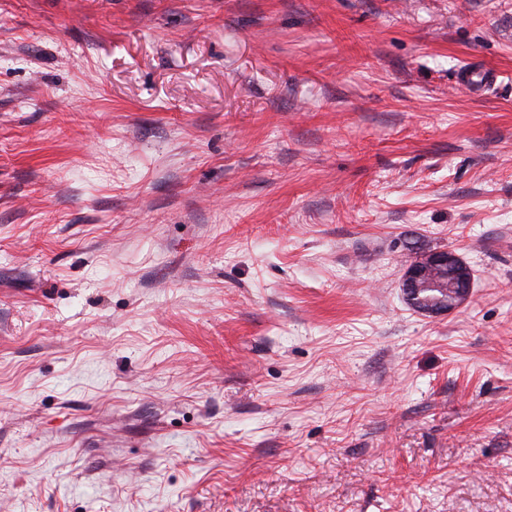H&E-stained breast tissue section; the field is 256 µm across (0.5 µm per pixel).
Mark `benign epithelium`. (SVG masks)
<instances>
[{"instance_id":"benign-epithelium-1","label":"benign epithelium","mask_w":512,"mask_h":512,"mask_svg":"<svg viewBox=\"0 0 512 512\" xmlns=\"http://www.w3.org/2000/svg\"><path fill=\"white\" fill-rule=\"evenodd\" d=\"M470 288V269L452 250L415 260L407 267L402 280L407 302L431 316L446 314L463 304Z\"/></svg>"}]
</instances>
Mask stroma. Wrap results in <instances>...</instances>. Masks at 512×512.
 Wrapping results in <instances>:
<instances>
[{"label":"stroma","mask_w":512,"mask_h":512,"mask_svg":"<svg viewBox=\"0 0 512 512\" xmlns=\"http://www.w3.org/2000/svg\"><path fill=\"white\" fill-rule=\"evenodd\" d=\"M0 512H512V0H0ZM437 268L453 270V279L446 284L439 280ZM470 269L465 261L453 250L434 252L411 263L403 276L402 290L407 302L417 311L438 316L454 310L463 304L471 288ZM428 291H440L442 296H421ZM448 293L450 301L448 302Z\"/></svg>","instance_id":"1"}]
</instances>
